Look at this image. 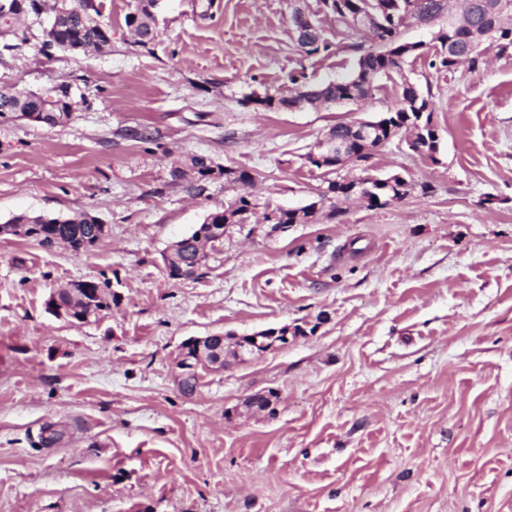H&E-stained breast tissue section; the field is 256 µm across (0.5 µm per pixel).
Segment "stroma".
<instances>
[{"label":"stroma","instance_id":"35a3bbf8","mask_svg":"<svg viewBox=\"0 0 512 512\" xmlns=\"http://www.w3.org/2000/svg\"><path fill=\"white\" fill-rule=\"evenodd\" d=\"M104 5L102 52L43 57V14L23 18L22 51L0 54V87L74 91L68 124L0 117V224L84 212L106 227L80 252L0 236V512H512V57L431 68L443 15L404 30L422 50L369 99L267 110L256 98L292 96V75L351 74L368 33L306 0L332 45L309 56L294 0H159L143 48L130 0ZM406 81L431 95L436 153L402 130L336 173L403 174L405 199L263 223L329 208L308 154L332 126L396 107ZM191 155L254 184L172 183ZM245 193L256 217L227 225L201 276L170 278L169 246ZM73 280L109 281L116 304L56 318L50 291ZM287 324L305 330L288 348L180 391L188 338ZM268 391L273 412L238 414ZM47 427L63 439L44 445ZM316 203L299 209L276 208L266 213L264 220L268 224H307L314 220Z\"/></svg>","mask_w":512,"mask_h":512}]
</instances>
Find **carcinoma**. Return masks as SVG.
<instances>
[{
  "instance_id": "cac0c4a2",
  "label": "carcinoma",
  "mask_w": 512,
  "mask_h": 512,
  "mask_svg": "<svg viewBox=\"0 0 512 512\" xmlns=\"http://www.w3.org/2000/svg\"><path fill=\"white\" fill-rule=\"evenodd\" d=\"M155 0H133L130 11L125 17L126 25L132 28L137 36V43L146 46L155 38V23L150 12ZM326 12L340 22L347 20L364 6V0H322ZM383 10L378 14L377 21L368 32L372 44L368 47L356 44L353 49L359 53L356 70L348 77L339 81L309 88L299 83V78L291 81L298 85L295 95L288 99L276 100L271 96L257 98L253 103L266 109L288 108L296 106L297 101L307 96L312 101L325 105L330 101H360L372 95L374 81L380 75L398 73L402 70L405 59L417 51L419 44L401 40L403 25L401 17L408 7L413 6L429 19H435L442 13L440 0H380ZM467 5V16L454 20L444 32L443 42L435 47L430 65L452 72L459 66L457 57L467 56L468 70L476 72L485 64V58L478 60L470 57L473 52L470 35L472 30L486 34L484 50H496L503 57L512 51V0H461ZM73 9L49 23L45 29L41 49L44 55L52 56V51L69 52L71 54H88L100 51L110 43L112 28L102 20L104 3L101 0H73ZM45 0H0V51L5 49L18 50L29 42L20 18L33 14L40 16L44 10ZM296 42L307 55L328 53L331 45L323 38L321 26L296 36ZM28 112H73V99L68 90L57 89L52 85L38 91L0 88V117L7 114L20 118ZM409 119L403 107L384 115L381 122L383 138L390 132L401 128ZM224 175L226 182H249L252 176L245 171L228 168H217L212 160L204 155H192L186 161L171 167L170 178L179 184L190 178L195 181H206L215 173ZM355 185L353 180H328L323 197L330 201L329 218L334 219L346 212L347 205L356 198L352 193ZM414 190L408 181L395 182L384 189L373 185L363 192L365 203L369 208L382 207L390 194L405 198ZM252 203L244 196L224 208H216L208 213L199 229L178 242L180 266L169 271L174 279L189 278L196 275L207 258L203 252L207 243L219 241L214 230H221L228 224H245L252 215ZM316 204L312 203L299 209L276 208L266 213L264 220L268 224H307L314 220ZM11 224H39L44 238L39 244L50 245L49 236L59 233L60 237L79 236L94 240L99 228L90 224L84 216H75L60 220L41 215L21 213L9 220ZM85 287L95 295L96 314L111 308L108 293L109 283L85 281Z\"/></svg>"
}]
</instances>
